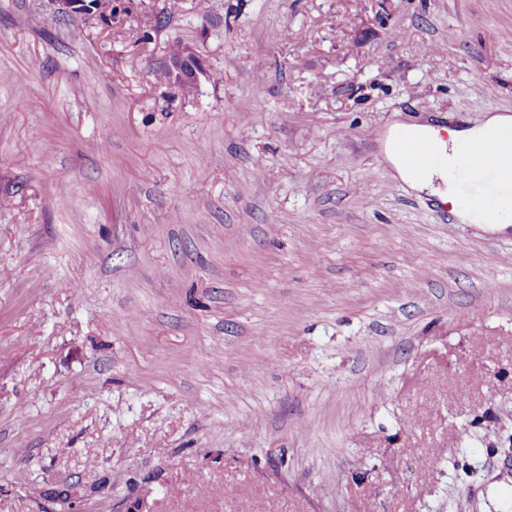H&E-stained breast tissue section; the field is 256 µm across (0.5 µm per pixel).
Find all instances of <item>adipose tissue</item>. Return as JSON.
Instances as JSON below:
<instances>
[{
  "mask_svg": "<svg viewBox=\"0 0 512 512\" xmlns=\"http://www.w3.org/2000/svg\"><path fill=\"white\" fill-rule=\"evenodd\" d=\"M491 131L500 132L502 135L498 145L497 164L512 167V115L504 112L487 113L484 120L477 125L461 124L449 129L448 140L443 144V167L425 172L417 171L403 152L388 141L383 144V153L396 179L415 191L426 192L451 202L452 209L461 222L480 224L484 218L474 207L454 201L451 190L447 188L448 171L457 165L462 147L480 142Z\"/></svg>",
  "mask_w": 512,
  "mask_h": 512,
  "instance_id": "1",
  "label": "adipose tissue"
}]
</instances>
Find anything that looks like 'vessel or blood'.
I'll list each match as a JSON object with an SVG mask.
<instances>
[{
    "instance_id": "obj_1",
    "label": "vessel or blood",
    "mask_w": 512,
    "mask_h": 512,
    "mask_svg": "<svg viewBox=\"0 0 512 512\" xmlns=\"http://www.w3.org/2000/svg\"><path fill=\"white\" fill-rule=\"evenodd\" d=\"M397 141L408 161L416 167L429 169L442 162L443 156L439 151L425 148L409 132H398ZM495 141V136H488L484 142L469 148L462 157L461 172L455 178V186L463 202L479 207L489 197L512 192V170H502L491 159Z\"/></svg>"
}]
</instances>
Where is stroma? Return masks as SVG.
I'll return each instance as SVG.
<instances>
[{
	"label": "stroma",
	"mask_w": 512,
	"mask_h": 512,
	"mask_svg": "<svg viewBox=\"0 0 512 512\" xmlns=\"http://www.w3.org/2000/svg\"><path fill=\"white\" fill-rule=\"evenodd\" d=\"M113 3L0 0V512H512V228L382 153L512 0ZM190 58L198 60V65L186 68L183 62ZM166 66L172 72L173 78L177 81H190L197 84L201 76H207L206 69L203 67L195 50L184 44H182L181 52L178 56H172L171 54L168 56Z\"/></svg>",
	"instance_id": "35a3bbf8"
}]
</instances>
